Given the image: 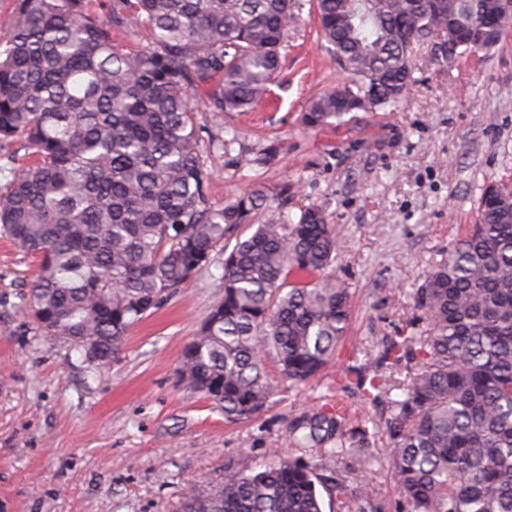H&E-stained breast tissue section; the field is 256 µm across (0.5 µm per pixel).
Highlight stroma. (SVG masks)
Listing matches in <instances>:
<instances>
[{
    "mask_svg": "<svg viewBox=\"0 0 512 512\" xmlns=\"http://www.w3.org/2000/svg\"><path fill=\"white\" fill-rule=\"evenodd\" d=\"M295 14L260 105L224 112L200 92L190 103L212 207L287 182L291 213L315 204L335 225L332 270L352 301L334 362L300 392L268 363L272 404L249 420H227L179 385L182 350L220 297L217 261L89 371L23 313L37 266L0 236V512H178L191 489L262 470L290 449L289 420L318 406L345 367L374 376L386 342L421 317L414 289L475 223L483 189L512 176V25L494 47L449 62L421 46L398 103L311 128L301 120L308 102L348 77L317 35L310 0H296ZM387 446L382 433L368 445L375 503L405 512Z\"/></svg>",
    "mask_w": 512,
    "mask_h": 512,
    "instance_id": "35a3bbf8",
    "label": "stroma"
}]
</instances>
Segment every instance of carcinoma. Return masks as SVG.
Masks as SVG:
<instances>
[{
	"label": "carcinoma",
	"instance_id": "cac0c4a2",
	"mask_svg": "<svg viewBox=\"0 0 512 512\" xmlns=\"http://www.w3.org/2000/svg\"><path fill=\"white\" fill-rule=\"evenodd\" d=\"M418 2L316 0L350 82L309 102L307 126L395 104L424 43L465 42L480 19L496 43L506 27L498 0H438L436 13ZM293 19L294 0H112L105 18L89 0H15L0 50V141L29 158L0 193V235L39 269L24 313L98 369L224 256L220 299L176 375L229 420L269 408V359L290 390L316 380L350 319L349 288L327 273L336 226L320 207L291 217L286 183L209 205L187 97L204 89L222 111L254 107L279 74ZM135 28L145 43L118 41ZM498 188L482 192L478 222L416 289L426 326L399 329L383 351L409 380L343 371L391 410L384 433L408 512H512V184ZM294 271L315 279L291 281ZM323 400L289 424L294 447L316 449L312 462L276 455L255 474L190 491L180 512H324L325 496L372 504L369 431L341 400Z\"/></svg>",
	"mask_w": 512,
	"mask_h": 512
}]
</instances>
